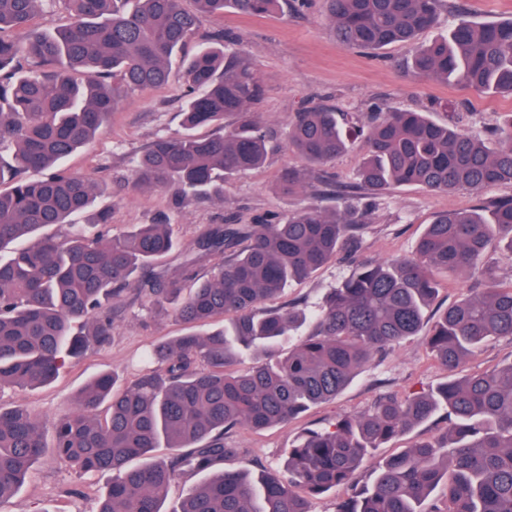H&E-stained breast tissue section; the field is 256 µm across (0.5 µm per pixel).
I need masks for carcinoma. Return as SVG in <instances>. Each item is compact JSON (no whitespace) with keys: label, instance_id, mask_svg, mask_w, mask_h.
Segmentation results:
<instances>
[{"label":"carcinoma","instance_id":"1","mask_svg":"<svg viewBox=\"0 0 512 512\" xmlns=\"http://www.w3.org/2000/svg\"><path fill=\"white\" fill-rule=\"evenodd\" d=\"M50 0H0V391L53 382L70 360L112 343L122 298L170 305L189 332L154 348L156 368L121 386L115 373L87 382L51 424L26 404H0V512L33 466L50 454L74 479L112 473L96 512H310V498L348 489L334 512H512V360L427 393L386 395L333 429L303 433L283 469L224 467L237 449L224 432L288 422L343 392L386 348L419 334L438 275L482 279L434 314L426 341L448 371L490 341H512V281L488 278L492 251L512 260V119L481 137L423 112H378L365 122L313 105L289 124L288 148L307 170L282 169L280 185L303 186L363 137L358 187L378 194L415 185L427 192L500 186L479 210H448L426 225L413 254L355 261L332 289L311 334L245 371L230 366L290 340L305 315L271 305L342 253H357L371 210L349 193L263 224H216L175 265L172 225L137 224L114 235L109 215L85 228L97 185L58 165L102 134L132 90L169 83L176 53L200 17L263 16L288 0H60L68 20L29 25ZM326 19L345 48L412 43L432 27L441 0H326ZM217 35L182 61L183 131L156 138L137 159L133 185L165 188L178 206L224 201V178L261 168L269 131L250 112L262 95L256 71ZM413 70L479 93L512 95V20L460 19L416 48ZM213 127L198 135L200 127ZM46 172L32 179L31 172ZM224 261L205 275L211 256ZM447 413L448 427L379 461L372 481L356 471L408 428ZM165 444L168 454L156 458ZM206 474L172 509V484ZM443 497L432 498L437 489Z\"/></svg>","mask_w":512,"mask_h":512}]
</instances>
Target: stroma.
Masks as SVG:
<instances>
[{"label": "stroma", "instance_id": "1", "mask_svg": "<svg viewBox=\"0 0 512 512\" xmlns=\"http://www.w3.org/2000/svg\"><path fill=\"white\" fill-rule=\"evenodd\" d=\"M462 16L477 23L506 21L512 19V0H445L436 25L419 34L415 45L445 34ZM218 29L223 30L226 44L242 51L262 81L264 94L253 110L276 135L266 165L225 180L224 200L220 203L203 199L180 208L166 190H133V158L157 137L179 132L183 100L176 79L163 88L131 92L113 112L105 133L62 164L69 173L99 184L97 206L111 211L113 233L166 218L185 250L212 224H251L311 204L334 205L336 191L354 182L363 154L360 146H353L323 170L310 174L302 189L287 192L279 186L282 169L305 166L304 160L285 148L283 135L295 112L307 106L321 104L362 115L395 110L426 112L437 122L453 120L459 129L480 134L495 127L506 113H512V97L484 95L413 73L408 62L414 45L394 43L368 53L342 47L325 20L322 0H306L304 6L265 16L228 12L220 20L206 17L198 33L204 36ZM502 194L496 186L451 195L432 194L416 186H396L377 196L363 194L362 203L372 207V222L362 234L359 253L384 258L411 252L437 213L478 209ZM352 268L349 257L341 256L308 280L284 290L279 304L298 305L309 317L298 328V335H309L311 317L319 312L330 289L349 276ZM184 331V324L171 309L162 310L148 301L126 296L114 323L110 347L89 349L70 361L49 386L5 391L0 403L21 400L36 415L52 416L70 406L97 373L113 372L121 384H130L149 367V353L156 344ZM448 375L431 356L424 336L411 337L377 356L374 365L364 369L335 400L312 408L292 423L261 431L239 427L226 433L225 444L238 451L229 464L250 471L282 467L289 444L305 431L325 430L342 416L364 413L386 394L405 396L427 391ZM446 425L444 416L438 415L385 443L360 466L359 481H369L378 460L444 431ZM110 480V475L97 473L76 484L47 456L35 465L8 510L94 512L96 499Z\"/></svg>", "mask_w": 512, "mask_h": 512}]
</instances>
